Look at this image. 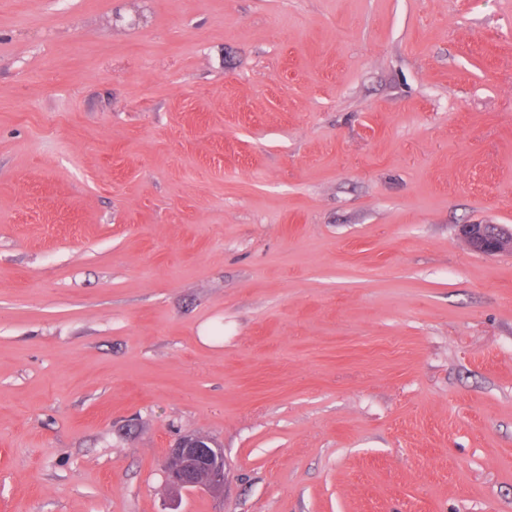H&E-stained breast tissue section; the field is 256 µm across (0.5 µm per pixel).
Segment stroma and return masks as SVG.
Instances as JSON below:
<instances>
[{
    "label": "stroma",
    "mask_w": 512,
    "mask_h": 512,
    "mask_svg": "<svg viewBox=\"0 0 512 512\" xmlns=\"http://www.w3.org/2000/svg\"><path fill=\"white\" fill-rule=\"evenodd\" d=\"M466 224L512 228V0H0V512H512ZM164 468L172 495L191 488H203L217 496L224 493V450L208 437L191 434L180 438L170 448Z\"/></svg>",
    "instance_id": "stroma-1"
}]
</instances>
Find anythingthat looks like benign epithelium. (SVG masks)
<instances>
[{
    "label": "benign epithelium",
    "instance_id": "benign-epithelium-1",
    "mask_svg": "<svg viewBox=\"0 0 512 512\" xmlns=\"http://www.w3.org/2000/svg\"><path fill=\"white\" fill-rule=\"evenodd\" d=\"M470 249L488 255L512 251V229L499 224H467L462 229ZM168 490L175 495L191 488H203L220 496L226 472L224 449L212 439L191 434L170 448L165 462Z\"/></svg>",
    "mask_w": 512,
    "mask_h": 512
}]
</instances>
